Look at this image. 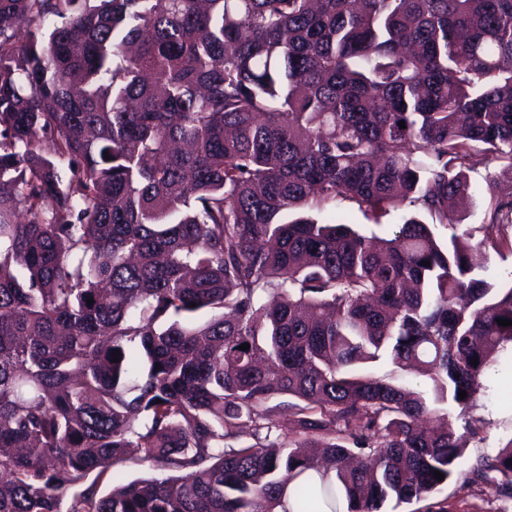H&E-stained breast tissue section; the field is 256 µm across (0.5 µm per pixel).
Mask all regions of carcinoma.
Instances as JSON below:
<instances>
[{
  "label": "carcinoma",
  "instance_id": "obj_1",
  "mask_svg": "<svg viewBox=\"0 0 512 512\" xmlns=\"http://www.w3.org/2000/svg\"><path fill=\"white\" fill-rule=\"evenodd\" d=\"M489 163L512 172V0H0V512L440 491L512 343L485 275L512 183L476 242L432 230ZM345 200L432 224L284 220ZM129 448L157 474L102 494ZM470 472L512 498V440Z\"/></svg>",
  "mask_w": 512,
  "mask_h": 512
}]
</instances>
